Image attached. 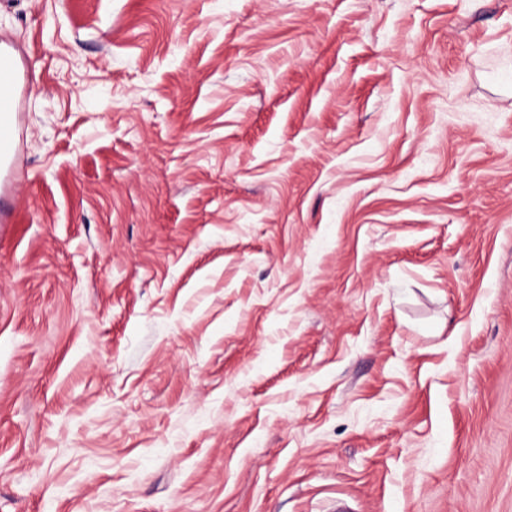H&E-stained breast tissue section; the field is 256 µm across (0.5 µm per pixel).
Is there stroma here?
<instances>
[{
  "label": "stroma",
  "instance_id": "stroma-1",
  "mask_svg": "<svg viewBox=\"0 0 512 512\" xmlns=\"http://www.w3.org/2000/svg\"><path fill=\"white\" fill-rule=\"evenodd\" d=\"M0 512H512V0H0ZM0 183L21 173V134L28 70L24 60L9 46H0ZM6 74H4V73Z\"/></svg>",
  "mask_w": 512,
  "mask_h": 512
}]
</instances>
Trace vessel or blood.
Returning <instances> with one entry per match:
<instances>
[{"label": "vessel or blood", "instance_id": "obj_1", "mask_svg": "<svg viewBox=\"0 0 512 512\" xmlns=\"http://www.w3.org/2000/svg\"><path fill=\"white\" fill-rule=\"evenodd\" d=\"M0 71L9 75L0 86V182H8L21 172V134L28 70L11 47L0 46Z\"/></svg>", "mask_w": 512, "mask_h": 512}]
</instances>
